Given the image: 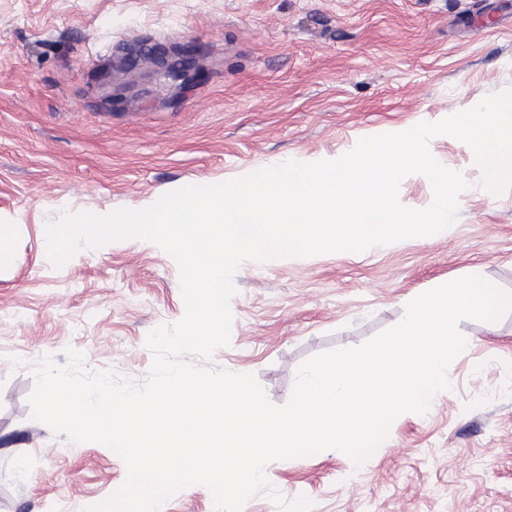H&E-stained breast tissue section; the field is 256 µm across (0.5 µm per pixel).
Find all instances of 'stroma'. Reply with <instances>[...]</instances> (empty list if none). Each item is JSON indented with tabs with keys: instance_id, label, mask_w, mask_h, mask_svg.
Listing matches in <instances>:
<instances>
[{
	"instance_id": "obj_1",
	"label": "stroma",
	"mask_w": 512,
	"mask_h": 512,
	"mask_svg": "<svg viewBox=\"0 0 512 512\" xmlns=\"http://www.w3.org/2000/svg\"><path fill=\"white\" fill-rule=\"evenodd\" d=\"M147 44L194 55L177 91L142 67L100 73ZM512 87V0H0V512H83L124 484V461L30 416L33 370L80 351L88 370L144 380L151 330L185 312L178 269L137 238L54 268L45 225L140 209L290 159L339 157L364 137L434 123ZM432 154L469 182L452 236L390 249L244 262L231 343L209 367L254 374L288 402L296 371L393 327L406 305L477 275L512 291V187L495 194L467 144ZM468 348L425 413L398 416L362 464L322 452L269 463L243 512H512V312L464 319Z\"/></svg>"
}]
</instances>
